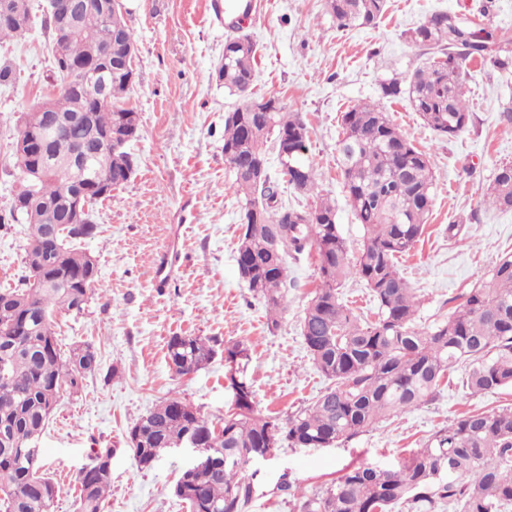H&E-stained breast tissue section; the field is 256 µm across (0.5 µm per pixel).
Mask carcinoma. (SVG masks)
Returning <instances> with one entry per match:
<instances>
[{"label":"carcinoma","mask_w":512,"mask_h":512,"mask_svg":"<svg viewBox=\"0 0 512 512\" xmlns=\"http://www.w3.org/2000/svg\"><path fill=\"white\" fill-rule=\"evenodd\" d=\"M22 23L0 24V40L25 34L30 28V0H18ZM338 28L370 26L386 11L387 0H325ZM446 10L432 12L408 32L409 41L432 58L418 64L404 79L381 84L386 97H405L437 136L455 138L471 123L463 70L478 60L506 68L512 62V41L493 29L448 27ZM80 26L106 39L122 37L124 47L135 36L122 12L106 16L93 6ZM93 48L82 38L68 40L66 74L69 85L58 86L48 98L51 111L64 117L83 110L96 128L105 131L126 120L139 126L138 113L127 104L133 84L117 64L107 74L109 99L99 100L83 85L79 67ZM257 48L247 35L224 42V65L217 80L238 98L224 115V160L234 192L242 199L238 272L248 290L264 300L269 315L284 307L288 288L287 259L315 252L318 285L301 320V335L316 370L329 384L306 408L281 421L255 412L244 365L235 369L232 387L244 398L211 422L177 396L161 400L131 430L138 443L130 448L142 468L176 447L186 433L203 440L212 452L242 457V466L222 475L181 473L174 494L189 512H243L251 499L243 465L252 455L288 446L326 448L348 442L391 415L431 400L450 369L465 367L462 385L468 394H486L512 386V252L502 254L489 273L446 316L426 325L417 320L419 301L396 269L398 257L409 253L422 236L434 201L430 157L408 140L378 106L362 103L342 115L343 137L337 162L349 206L363 229L359 254L350 247L336 218V205L321 200L308 210L288 206L280 185L301 194L315 190L317 170L307 156L308 128L275 96L252 93ZM443 58V65L435 59ZM83 138L81 129H63L49 145L60 163ZM273 147L278 170L266 167L257 181L252 172L269 161ZM25 185L14 204L0 212V225L27 224L26 268L41 286L2 288L9 301L0 308V427L10 431L0 445V512H51L55 483L41 462H19V455L40 437L62 394L80 390L83 381L100 370L98 354L89 345L62 349L55 319L62 312L79 315L95 294L97 267L79 247L96 234L95 206L99 193L129 181L134 160L122 152L96 166L61 175L31 177L32 161L15 158ZM91 184L89 223L75 235H63L54 264L37 262L45 230L61 219L56 206L66 185ZM484 197L495 208L512 210V164L502 162L493 172ZM34 211L28 212V204ZM352 277L362 281L377 305L376 318L361 317L341 297L340 288ZM211 339L173 336L167 346L169 366L179 376L194 373L213 356ZM111 451L97 452L90 470L80 471L77 512H100L110 488ZM298 512H435L442 503L459 512H504L512 505V409L471 411L432 433L421 448L396 468L364 464L348 467L319 491L297 496Z\"/></svg>","instance_id":"cac0c4a2"}]
</instances>
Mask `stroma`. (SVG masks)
<instances>
[{
    "instance_id": "35a3bbf8",
    "label": "stroma",
    "mask_w": 512,
    "mask_h": 512,
    "mask_svg": "<svg viewBox=\"0 0 512 512\" xmlns=\"http://www.w3.org/2000/svg\"><path fill=\"white\" fill-rule=\"evenodd\" d=\"M33 27L25 37L0 42V60L16 72L0 86V210L23 185L10 144L21 117L47 99L59 76L50 66L52 43L42 27L47 0H34ZM213 0H123L137 45V77L129 104L140 132L127 145L136 171L99 203L97 234L82 241L97 262V291L83 314L58 317L63 346L91 345L99 372L79 394L64 395L38 440L45 471L59 486L52 512H77L75 478L96 450L112 451L111 488L101 512H186L172 488L188 463L183 451L163 453L152 468L137 466L129 428L163 398L175 394L212 421L234 402L227 348L248 350L245 373L256 411L288 418L324 391L300 334V320L316 287V257L288 262L289 289L280 326L269 330L264 302L242 282L236 263L240 200L224 161V114L235 103L216 79L228 36ZM264 11L243 27L257 47L255 94L279 97L309 127L308 157L323 194L352 249L362 229L342 192L336 166L338 118L361 102L377 104L402 133L431 158L435 198L426 230L398 269L422 299L420 315L447 313L498 255L512 251V210L483 198L495 164L512 162V127L498 114L512 105V67L468 63L464 79L472 123L458 137H437L409 101L383 97L380 85L403 78L423 62L406 32L434 10L482 17L512 39V0H389L371 27L337 29L325 0H264ZM462 224L456 238L448 226ZM180 227V260L166 287L153 269ZM26 225L0 228V289L24 275ZM216 340V353L188 376L169 367L173 336ZM512 407V387L465 394L451 372L434 400L381 422L330 448H280L249 462L253 486L244 512H297L292 490L313 494L342 470L359 464L393 468L439 427L465 412ZM289 491H281V484Z\"/></svg>"
}]
</instances>
